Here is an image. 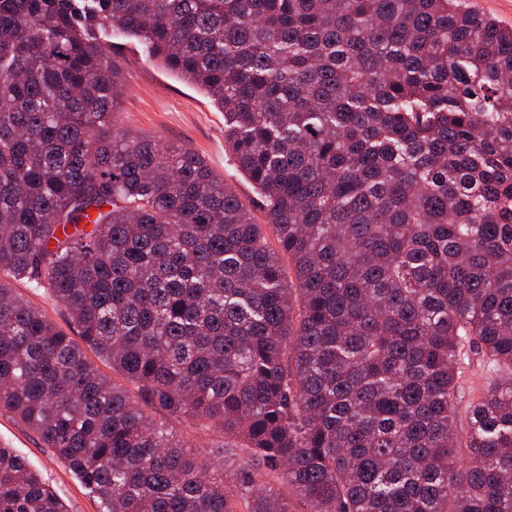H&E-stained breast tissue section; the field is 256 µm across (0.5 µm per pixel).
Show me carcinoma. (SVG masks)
Segmentation results:
<instances>
[{
    "instance_id": "1",
    "label": "carcinoma",
    "mask_w": 512,
    "mask_h": 512,
    "mask_svg": "<svg viewBox=\"0 0 512 512\" xmlns=\"http://www.w3.org/2000/svg\"><path fill=\"white\" fill-rule=\"evenodd\" d=\"M115 28L224 111L265 223L115 127ZM0 272L77 334L0 282V408L101 512H293L275 472L310 512H512V28L466 0H0ZM471 353L498 380L462 451ZM160 413L244 455L207 474ZM0 512L67 509L1 446ZM1 279L10 282L12 288H16V291L27 301L42 310L59 328L69 333L71 337H77L72 330L70 318L64 307L43 288H35L34 283L27 279L16 280L3 273L0 275Z\"/></svg>"
}]
</instances>
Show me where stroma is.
I'll return each mask as SVG.
<instances>
[{
    "label": "stroma",
    "mask_w": 512,
    "mask_h": 512,
    "mask_svg": "<svg viewBox=\"0 0 512 512\" xmlns=\"http://www.w3.org/2000/svg\"><path fill=\"white\" fill-rule=\"evenodd\" d=\"M104 40L126 77L115 109L118 127L192 148L223 175L256 220H263L258 195L224 150V113L212 98L150 62L137 38L115 32ZM0 445L22 457L58 494L68 512H100L98 501L79 480L27 425L5 409H0Z\"/></svg>",
    "instance_id": "1"
}]
</instances>
